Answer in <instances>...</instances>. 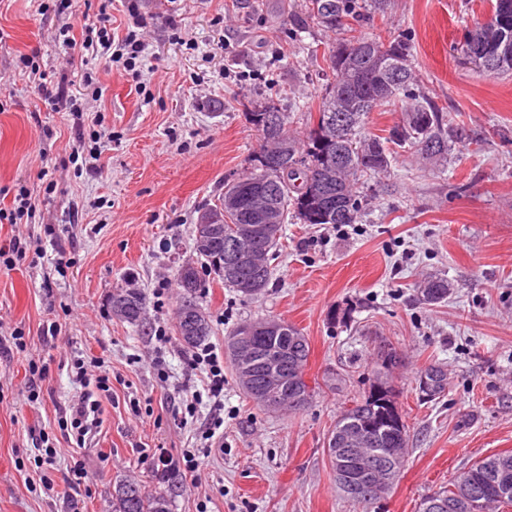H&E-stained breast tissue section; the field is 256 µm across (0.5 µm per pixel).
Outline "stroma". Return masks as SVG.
I'll list each match as a JSON object with an SVG mask.
<instances>
[{
  "label": "stroma",
  "instance_id": "stroma-1",
  "mask_svg": "<svg viewBox=\"0 0 512 512\" xmlns=\"http://www.w3.org/2000/svg\"><path fill=\"white\" fill-rule=\"evenodd\" d=\"M40 4L0 0V209L22 187L35 200L18 223L0 224V245L29 238L26 258L0 267V512H112V486L129 474L169 491L170 512H418L474 462L512 452V74L477 72L456 50L489 0H390L419 90L471 136L447 166L399 154L357 223L285 225L257 296L203 276L208 345L223 349L248 319L288 322L309 341L313 390L303 410L266 411L225 365L224 432L209 440V406L184 419L202 384L176 328L177 271L195 256L201 212L258 148L252 112L270 99L284 112L311 102L342 34L303 26L301 0H77L73 15ZM102 8L118 36L133 16L146 19L147 54L115 63L59 41L64 24L80 28ZM24 57L46 69L45 87L29 81ZM81 74L93 78L82 117L49 105ZM434 275L451 291L428 306L418 287ZM120 284L146 296L142 324L113 316ZM16 333L26 349L13 348ZM382 342L402 365H377ZM81 355L104 360L112 395L76 451L61 410ZM432 363L448 385L424 402L415 376ZM383 377L409 445L391 491L361 506L337 488L327 440L341 408ZM45 441L59 450L50 467L38 460ZM160 448L204 451L197 478L160 477ZM77 458L87 477L74 490Z\"/></svg>",
  "mask_w": 512,
  "mask_h": 512
}]
</instances>
